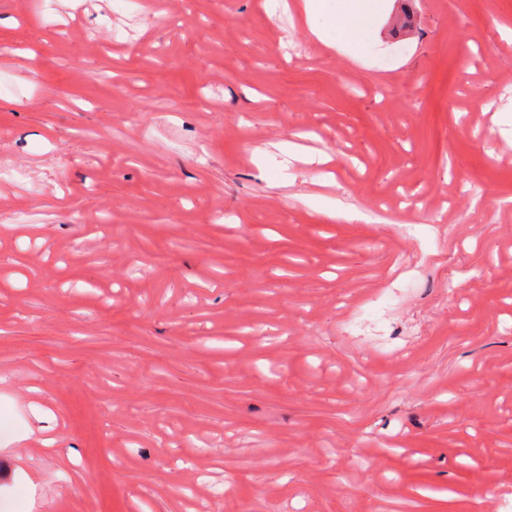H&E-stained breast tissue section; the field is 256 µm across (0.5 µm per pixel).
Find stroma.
Here are the masks:
<instances>
[{"instance_id": "obj_1", "label": "stroma", "mask_w": 512, "mask_h": 512, "mask_svg": "<svg viewBox=\"0 0 512 512\" xmlns=\"http://www.w3.org/2000/svg\"><path fill=\"white\" fill-rule=\"evenodd\" d=\"M300 2L0 0V512H512V0ZM304 19L311 34L322 39L335 31L355 51L366 46V36L379 13L381 0H303Z\"/></svg>"}]
</instances>
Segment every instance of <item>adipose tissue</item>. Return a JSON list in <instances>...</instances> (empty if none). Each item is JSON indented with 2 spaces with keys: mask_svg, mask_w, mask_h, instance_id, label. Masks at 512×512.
Here are the masks:
<instances>
[{
  "mask_svg": "<svg viewBox=\"0 0 512 512\" xmlns=\"http://www.w3.org/2000/svg\"><path fill=\"white\" fill-rule=\"evenodd\" d=\"M380 0H304V19L311 34L336 32L342 43L356 51L366 46L367 33L379 13Z\"/></svg>",
  "mask_w": 512,
  "mask_h": 512,
  "instance_id": "obj_1",
  "label": "adipose tissue"
}]
</instances>
